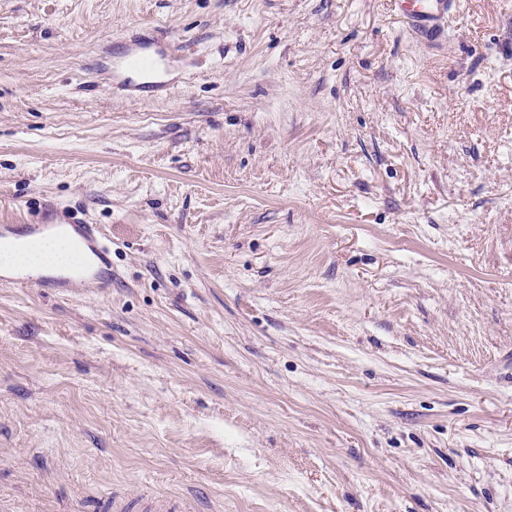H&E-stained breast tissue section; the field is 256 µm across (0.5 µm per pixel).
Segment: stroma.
<instances>
[{"mask_svg":"<svg viewBox=\"0 0 512 512\" xmlns=\"http://www.w3.org/2000/svg\"><path fill=\"white\" fill-rule=\"evenodd\" d=\"M47 202L111 286L0 288V512H512V0H0ZM395 6L408 19V26L420 36L431 40L440 31L443 19L457 0H393Z\"/></svg>","mask_w":512,"mask_h":512,"instance_id":"1","label":"stroma"}]
</instances>
